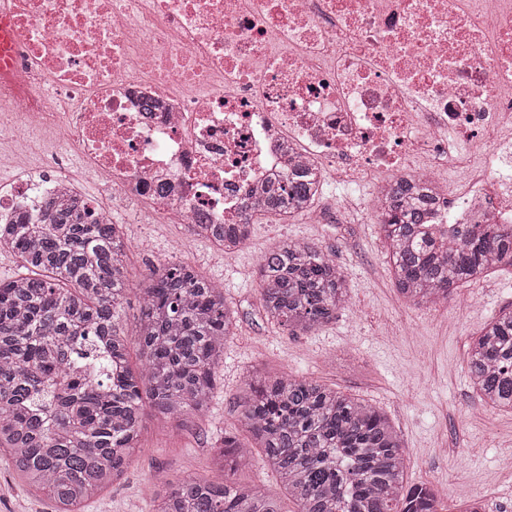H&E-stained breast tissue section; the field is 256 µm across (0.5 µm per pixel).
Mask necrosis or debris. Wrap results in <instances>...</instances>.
<instances>
[{
  "label": "necrosis or debris",
  "instance_id": "obj_1",
  "mask_svg": "<svg viewBox=\"0 0 512 512\" xmlns=\"http://www.w3.org/2000/svg\"><path fill=\"white\" fill-rule=\"evenodd\" d=\"M0 139L44 152L0 215L79 187L58 142L115 197L181 224H238L305 167L439 194L434 235L512 226V0H7Z\"/></svg>",
  "mask_w": 512,
  "mask_h": 512
}]
</instances>
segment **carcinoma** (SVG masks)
Segmentation results:
<instances>
[{
  "mask_svg": "<svg viewBox=\"0 0 512 512\" xmlns=\"http://www.w3.org/2000/svg\"><path fill=\"white\" fill-rule=\"evenodd\" d=\"M318 191L316 173L302 169L271 184L258 210L305 214ZM387 195L378 225L406 301L446 303L490 268L512 266V228L488 224L448 242L424 228L431 187L400 183ZM251 225L246 213L244 223L218 224L212 235L243 245ZM0 250L19 262L0 279V449L55 512H79L142 451L146 409L177 422L204 415L237 312L220 284L168 261L141 279L139 323L125 336L118 318L129 245L121 225L97 222L84 200L49 199L38 215L20 207L0 222ZM258 279L265 316L295 336L335 319L350 291L341 268L308 241L275 243L259 258ZM132 342L138 371L129 363ZM467 370L482 405L512 411V306L471 339ZM238 408L250 441L224 434L210 479L164 481L160 512H280L262 487L233 479L256 448L297 512H440L434 488L406 483L403 440L381 409L288 374L248 377Z\"/></svg>",
  "mask_w": 512,
  "mask_h": 512,
  "instance_id": "carcinoma-1",
  "label": "carcinoma"
}]
</instances>
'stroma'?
<instances>
[{"instance_id": "1", "label": "stroma", "mask_w": 512, "mask_h": 512, "mask_svg": "<svg viewBox=\"0 0 512 512\" xmlns=\"http://www.w3.org/2000/svg\"><path fill=\"white\" fill-rule=\"evenodd\" d=\"M68 165L123 225L131 243V286H138L148 267L180 260L223 282L239 316L208 413L182 424L145 413L143 451L125 479L89 500L82 512H156L161 471L173 480L211 478L214 448L225 433L241 429L236 403L244 377L256 368L312 378L386 411L407 449L410 483L436 485L444 512H455L458 493L469 490L484 499L486 512H512V473L502 467L512 456V413L475 412L478 400L467 374L471 337L500 308L512 305V267L463 289L447 305L417 307L391 282L377 224L362 210L337 209L344 193L338 185L326 188L324 223L303 216L285 223L261 218L251 227L247 247L218 256L209 244L189 239L183 225L116 200L76 160ZM276 239L318 243L344 270L350 301L325 327L294 336L264 315L256 268L261 250ZM387 327L394 335H384ZM0 512H53L44 495L18 483L2 455Z\"/></svg>"}]
</instances>
